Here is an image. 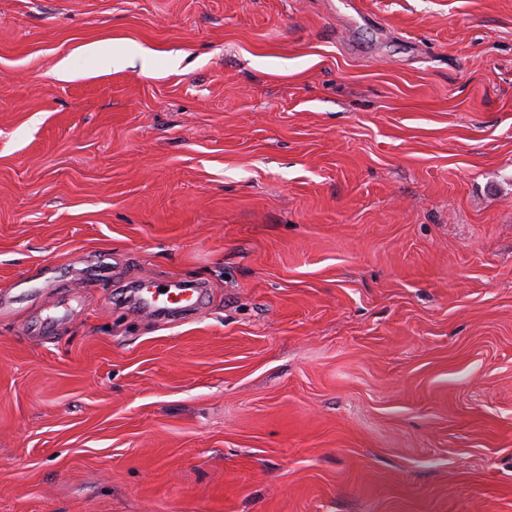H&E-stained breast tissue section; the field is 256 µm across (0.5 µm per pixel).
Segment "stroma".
I'll use <instances>...</instances> for the list:
<instances>
[{"mask_svg":"<svg viewBox=\"0 0 512 512\" xmlns=\"http://www.w3.org/2000/svg\"><path fill=\"white\" fill-rule=\"evenodd\" d=\"M0 512H512V0H0ZM137 290V304L139 308L153 313L158 311H190L196 308L199 302L201 288H158L151 282H145Z\"/></svg>","mask_w":512,"mask_h":512,"instance_id":"obj_1","label":"stroma"}]
</instances>
